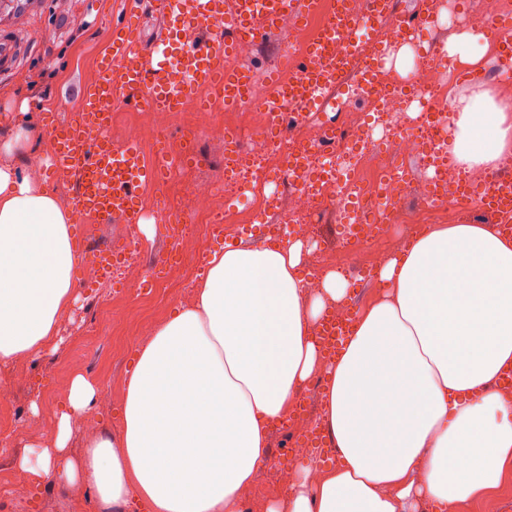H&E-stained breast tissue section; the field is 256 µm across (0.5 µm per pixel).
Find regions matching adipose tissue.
Returning <instances> with one entry per match:
<instances>
[{"mask_svg": "<svg viewBox=\"0 0 512 512\" xmlns=\"http://www.w3.org/2000/svg\"><path fill=\"white\" fill-rule=\"evenodd\" d=\"M448 152L465 171L512 151V109L485 90L451 99ZM0 140V364L56 349L75 299L70 213L16 160L42 140L27 102ZM302 241L212 251L189 305L137 348L117 433L67 456L71 418L93 403L84 377L70 385L53 447L21 472L83 483L101 512L136 495L150 512H243V494L270 465L269 433L299 386L324 369L321 426L336 464L316 484L310 467L267 512H459L486 497L512 464V237L492 224H441L379 270L381 293L358 312L339 355L325 361L315 327L347 302L328 273L307 297Z\"/></svg>", "mask_w": 512, "mask_h": 512, "instance_id": "adipose-tissue-1", "label": "adipose tissue"}]
</instances>
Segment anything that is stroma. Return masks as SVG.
Returning a JSON list of instances; mask_svg holds the SVG:
<instances>
[{
	"instance_id": "stroma-1",
	"label": "stroma",
	"mask_w": 512,
	"mask_h": 512,
	"mask_svg": "<svg viewBox=\"0 0 512 512\" xmlns=\"http://www.w3.org/2000/svg\"><path fill=\"white\" fill-rule=\"evenodd\" d=\"M132 8L139 16V46L144 49L163 31L161 19L151 13L149 0H65V17H56L50 11L32 17L19 62L27 80L21 83L0 76V105L13 97L24 98L39 102L57 120H67L84 85L100 76L98 59L111 43L113 24L123 20ZM473 27L483 32L484 38L469 46L476 63L460 66L449 89L453 95L474 87H493L498 69L493 55L496 38L481 21H474ZM198 145L201 164L175 170V178L210 182L223 178V139L202 135ZM194 283L190 277L164 291L156 288L138 294L116 293V301L131 306L130 320L123 326L112 325L106 311L92 298L79 299L60 322L62 344L58 350L0 366V385H7L22 413L14 430L0 435V479L5 485L19 478L17 462L29 454L31 446H50L49 431L67 403L75 376L92 382L97 394L85 413L86 424L72 431L70 457L81 455L86 437L120 428L124 385L133 368L136 345L155 324L192 301ZM26 372L31 373L32 384L23 388L17 385L15 376ZM5 485L0 488V512H25L19 495L6 491ZM41 489L39 512H99L94 493L87 487L71 486L56 477L43 482Z\"/></svg>"
}]
</instances>
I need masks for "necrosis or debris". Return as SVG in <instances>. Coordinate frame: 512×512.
<instances>
[{"mask_svg": "<svg viewBox=\"0 0 512 512\" xmlns=\"http://www.w3.org/2000/svg\"><path fill=\"white\" fill-rule=\"evenodd\" d=\"M333 6L334 0H317L315 10L307 18L284 14L276 21V30L285 38L283 63L273 76L277 84L288 86L298 80L307 64V47L330 18ZM413 40L418 50L413 70L404 80L390 65L382 44L366 45L353 71L335 88L336 95L347 98L343 107L346 122L337 127L330 139L320 125L306 123L294 125L281 141H272L266 135L271 117L262 105L266 92L258 88L252 91L251 106L239 114L222 115L217 102L203 109L184 110V119L196 131L219 133L228 126H236L241 152L248 162L220 185L200 181L175 183L164 201L169 217L168 249L174 254L167 264L169 273L185 277L200 263L199 255H188L184 246L185 226L179 206L185 201L191 204L194 220L206 240L220 233L223 225L252 224L260 215L284 211L301 216V223L293 225L292 231L296 236L308 237L320 214L327 207L340 204L346 219L367 227L366 234L347 235V249L351 252L368 237L399 248L410 236L423 233L438 209L450 208L455 223L471 221V213L451 206L459 185L466 179L465 173L454 166L436 168L432 157L433 145L448 136L450 118L439 106L457 68L453 65L445 68L438 63V49L430 28H417ZM367 66L372 68L374 81L380 88L401 91L409 87L416 97L406 107L412 113L409 119H402L401 112L406 108L395 100L387 102L380 112L378 119L386 132L382 156L376 161L371 158L373 142L359 119L361 109L376 107L375 98L364 94L359 85V72ZM326 140L331 142L334 156L344 159L343 167L337 168L333 175L318 179L311 187L289 175V157L303 150L310 153L307 170H317L316 156L320 144ZM411 160L417 161L425 177L409 187L394 180L392 173L400 164ZM272 183L283 185V192H268L267 187ZM226 185L243 197V205L218 206L217 200ZM410 194L420 203L419 210L412 214L405 208V198ZM121 252L124 259L119 271L125 286L141 287L151 274V266L144 259L137 228H130Z\"/></svg>", "mask_w": 512, "mask_h": 512, "instance_id": "necrosis-or-debris-1", "label": "necrosis or debris"}]
</instances>
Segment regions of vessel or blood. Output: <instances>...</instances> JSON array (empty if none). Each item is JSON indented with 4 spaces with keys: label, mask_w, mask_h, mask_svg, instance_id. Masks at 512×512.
<instances>
[{
    "label": "vessel or blood",
    "mask_w": 512,
    "mask_h": 512,
    "mask_svg": "<svg viewBox=\"0 0 512 512\" xmlns=\"http://www.w3.org/2000/svg\"><path fill=\"white\" fill-rule=\"evenodd\" d=\"M316 0H151L154 11L165 18L167 33L151 52L136 45L133 21L112 27V42L99 60L100 77L83 88L76 106L77 122L60 124L53 118L45 123L54 140L55 170H81L94 173L91 186L76 200L78 210L97 213L104 221L115 224H140L143 211L137 190L144 183L162 180L168 168L165 159L147 163L140 148L127 145L113 147L108 129L114 106L124 102L127 91L138 90L137 105L146 111L177 112L203 106L208 91L224 93L229 105L250 104L252 76L247 71L226 73L221 59L236 40L247 36L260 39L273 27L277 17L293 13L306 17ZM41 0H0V75L15 76L16 40L30 14L41 11ZM393 0H373L372 9L363 21H355L345 7H338L307 56L312 65L304 69L298 81L286 88L271 86L263 107L271 112L274 137L284 135V114L289 105H300L294 121L325 111L328 94L358 57L361 45L389 37L393 43L410 40L411 27L395 23ZM214 22L215 32L204 34L197 27ZM494 35L501 48L499 66L512 71V23L495 25ZM345 43L337 52V43ZM97 135L88 143L86 130ZM463 209H479L506 231L512 232V182L502 181L491 189L465 183L455 199Z\"/></svg>",
    "instance_id": "vessel-or-blood-1"
}]
</instances>
